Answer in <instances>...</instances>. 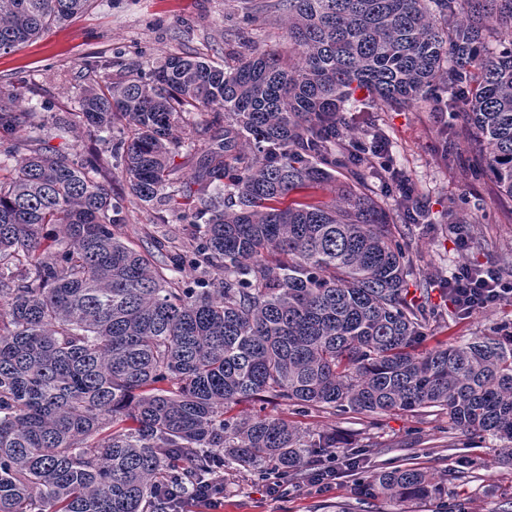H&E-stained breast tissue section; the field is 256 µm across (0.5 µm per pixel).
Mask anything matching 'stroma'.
Listing matches in <instances>:
<instances>
[{"label": "stroma", "mask_w": 512, "mask_h": 512, "mask_svg": "<svg viewBox=\"0 0 512 512\" xmlns=\"http://www.w3.org/2000/svg\"><path fill=\"white\" fill-rule=\"evenodd\" d=\"M285 15L279 0H91L89 8L54 25L35 41L0 53V96L15 97L19 108H33L45 123L43 139L76 163L97 157L113 195L123 198V221L116 233L137 249L160 259L161 243L173 242L177 251L191 244L187 220L165 212L157 204L144 205L126 197V175L112 156L105 133L83 125L76 98L83 87L120 82L133 70L147 69L173 53L189 52L217 62L227 52L264 53L287 40ZM214 113L191 114L186 140L176 157L183 180L194 175L195 151L204 149L211 135ZM374 120L391 142L393 167L405 172L423 202L424 223L397 219L416 273L447 279L465 265L493 270L500 258L512 254V202L498 197L492 176L468 180V130L452 113L424 106L409 112L375 113ZM469 247L460 250L458 236ZM439 314L427 346L453 344L493 335L512 321V301L506 300L460 316L445 289L429 299ZM270 415L288 417L310 431H332L357 460L325 457L337 478L323 486L308 480L287 481L283 491L271 493L267 475L225 468L224 504L217 512H397L380 499L359 504L352 488L379 467L416 465L447 481L448 494L440 501H415L408 512H501L512 500V467L501 464V444L489 437L464 435L452 428L445 412L431 409L414 414L393 411L366 415L306 411L270 403ZM466 462L469 478L452 481L449 470Z\"/></svg>", "instance_id": "1"}]
</instances>
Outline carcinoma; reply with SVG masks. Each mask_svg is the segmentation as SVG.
Returning <instances> with one entry per match:
<instances>
[{
	"instance_id": "obj_1",
	"label": "carcinoma",
	"mask_w": 512,
	"mask_h": 512,
	"mask_svg": "<svg viewBox=\"0 0 512 512\" xmlns=\"http://www.w3.org/2000/svg\"><path fill=\"white\" fill-rule=\"evenodd\" d=\"M89 0H0V52L37 39ZM288 44L215 65L170 54L139 76L89 86L87 125L118 130L127 195L193 205L185 288L179 252L151 261L124 242L120 198L92 164L36 147L0 164V512H166L164 481L192 485L216 458L296 477L339 449L336 433L242 402L334 413L448 411L504 442L512 466V340L422 348L435 313L408 299L396 215L361 180L373 169L349 127L363 111L442 106L512 199V0H280ZM498 44L487 59L486 44ZM224 118L192 182L177 131L198 106ZM35 125L0 99V135ZM197 189H192V186ZM332 187V204L282 206ZM417 466L374 471L360 501L439 500Z\"/></svg>"
}]
</instances>
